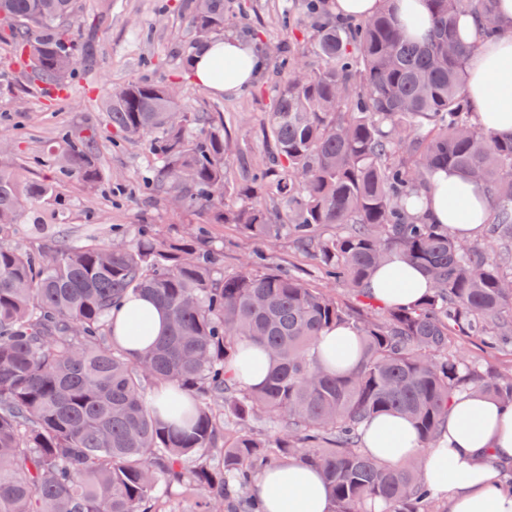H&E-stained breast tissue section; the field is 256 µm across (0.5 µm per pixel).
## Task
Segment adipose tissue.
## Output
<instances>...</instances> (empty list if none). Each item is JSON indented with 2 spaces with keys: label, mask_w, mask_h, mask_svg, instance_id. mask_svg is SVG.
<instances>
[{
  "label": "adipose tissue",
  "mask_w": 512,
  "mask_h": 512,
  "mask_svg": "<svg viewBox=\"0 0 512 512\" xmlns=\"http://www.w3.org/2000/svg\"><path fill=\"white\" fill-rule=\"evenodd\" d=\"M336 15L366 19L387 8L405 34L423 37L429 29L423 0H334ZM463 39L475 51L466 67L468 105L476 125L512 136V30L487 33L477 19L464 15ZM262 65L251 43L235 36L216 37L198 45L191 58L196 83L232 95L246 89ZM429 223L447 226L458 238L476 236L491 215L483 187L451 171L432 177L423 192ZM431 282L400 255H393L368 285L381 305L403 306L421 300ZM163 313L146 298L121 303L112 311L114 343L136 355L166 329ZM370 455L397 465L417 453V433L398 414H381L365 434ZM512 462V407L478 393L457 395L449 409L439 448L430 450L422 476L436 493L446 496L448 512H512V491L504 488L493 461ZM254 490L264 512H328V489L317 469L300 461L272 467L259 475Z\"/></svg>",
  "instance_id": "obj_1"
}]
</instances>
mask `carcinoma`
I'll use <instances>...</instances> for the list:
<instances>
[{"label":"carcinoma","mask_w":512,"mask_h":512,"mask_svg":"<svg viewBox=\"0 0 512 512\" xmlns=\"http://www.w3.org/2000/svg\"><path fill=\"white\" fill-rule=\"evenodd\" d=\"M433 28L416 43L391 12L359 24L338 20L326 0H308L284 23L308 33L281 59L267 112L262 164L235 185L246 199L224 204L229 148L208 119L181 111L169 84L132 81L109 96L112 129L144 140L156 161L150 189L181 197L180 210L208 209L247 237H287L313 253L333 285L367 295L389 257L400 254L433 287L418 303L360 313L331 291L281 268L247 260L224 271L222 251L195 226L165 238L152 224L110 241H18L26 206L57 184L23 180L0 166V512H263L252 490L268 467L298 459L320 469L329 512H442L423 482L420 458L393 466L363 446L380 414L412 422L421 448L438 445L448 405L475 391L512 406V378L479 377L448 351L450 336L477 331L491 344L512 337V137L472 121L459 15L488 32L512 28L495 0H426ZM8 41L31 88L65 89L80 59L75 0H0ZM192 32L218 36L237 24L224 0H191ZM63 175L100 177L94 141L76 134ZM478 177L491 192L484 233L463 243L420 214L419 190L440 169ZM282 201L274 223L262 202ZM336 225L332 236L317 228ZM148 297L166 333L131 357L112 344V309ZM345 325L360 365L329 371L316 349ZM248 344L270 354L265 384H241L230 363ZM171 390L165 410L146 389ZM277 429L268 435L260 426ZM194 507L173 505V489Z\"/></svg>","instance_id":"carcinoma-1"}]
</instances>
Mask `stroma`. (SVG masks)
I'll return each mask as SVG.
<instances>
[{"mask_svg": "<svg viewBox=\"0 0 512 512\" xmlns=\"http://www.w3.org/2000/svg\"><path fill=\"white\" fill-rule=\"evenodd\" d=\"M245 19L234 32L251 38L264 59L252 84L232 95H217L198 86L187 61L196 44L192 38L188 0H77L86 21L79 37L82 62L69 80L67 96L51 99L28 87L9 45L0 44V165L30 179L57 182L59 195L29 209L19 226L27 246H46L59 236L75 240H110L116 228L154 224L177 238L188 223L203 224L213 243L224 249V268L238 269L249 254L265 251L269 262L295 270L313 286H330L311 253L282 238L261 247L233 224L217 223L209 211L185 217L161 194L144 189L143 178L154 160L144 142L116 137L105 102L113 87L131 81L179 82L186 112L201 114L223 129L233 151L229 177L237 179L240 157L261 160L265 154L263 124L273 93L270 78L281 50L294 38L282 21L285 0H226ZM93 134L103 178L94 185L63 177L58 158L66 150L64 133ZM331 287V286H330ZM454 348L481 375L512 377V346L487 348L484 337L460 336Z\"/></svg>", "mask_w": 512, "mask_h": 512, "instance_id": "1", "label": "stroma"}]
</instances>
